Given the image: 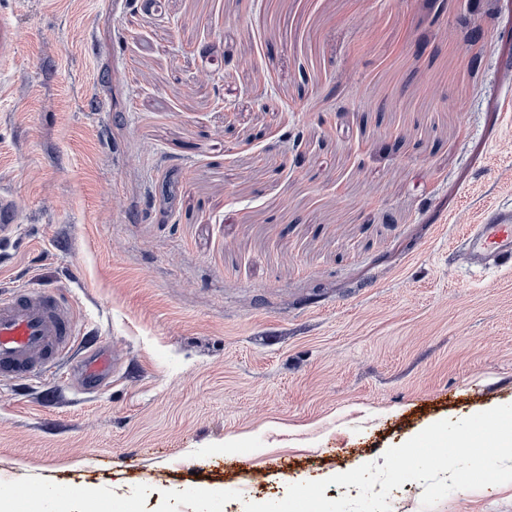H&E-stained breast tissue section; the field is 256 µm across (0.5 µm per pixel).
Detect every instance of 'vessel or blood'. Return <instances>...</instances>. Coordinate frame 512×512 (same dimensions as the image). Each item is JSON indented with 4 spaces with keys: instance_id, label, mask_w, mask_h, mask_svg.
Instances as JSON below:
<instances>
[{
    "instance_id": "vessel-or-blood-1",
    "label": "vessel or blood",
    "mask_w": 512,
    "mask_h": 512,
    "mask_svg": "<svg viewBox=\"0 0 512 512\" xmlns=\"http://www.w3.org/2000/svg\"><path fill=\"white\" fill-rule=\"evenodd\" d=\"M20 208L17 196L0 191V240L12 231ZM463 243L473 268L512 267V206L489 210ZM78 334V315L60 288L1 294L0 376L21 381L45 372L71 350ZM78 364L83 380L96 384L121 370L124 356L99 345Z\"/></svg>"
}]
</instances>
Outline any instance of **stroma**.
<instances>
[{"label":"stroma","mask_w":512,"mask_h":512,"mask_svg":"<svg viewBox=\"0 0 512 512\" xmlns=\"http://www.w3.org/2000/svg\"><path fill=\"white\" fill-rule=\"evenodd\" d=\"M0 289L65 290L123 348L0 377V482L155 512L282 499L512 404V0H0ZM303 163H296V155ZM432 512H512V483ZM20 208L21 202L17 196L0 191V240L14 228ZM468 261L476 269L512 267V206L489 210L463 240ZM97 345L98 342L84 343L86 354L76 361L80 366L81 377L89 384H98L110 378L124 365V356L118 349L112 347L111 351L107 347ZM93 346L96 347L90 351Z\"/></svg>","instance_id":"1"}]
</instances>
